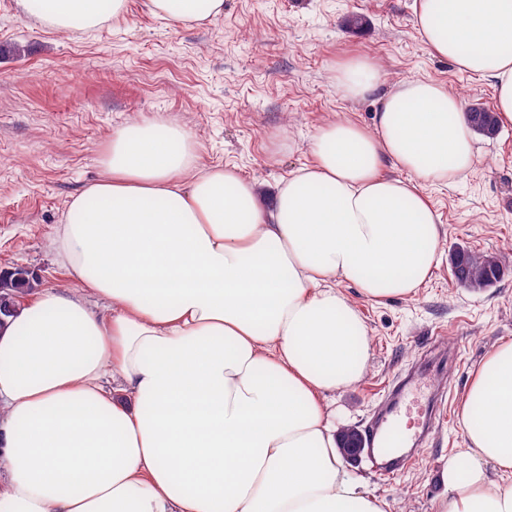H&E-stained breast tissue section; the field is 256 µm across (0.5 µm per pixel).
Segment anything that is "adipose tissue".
Here are the masks:
<instances>
[{
    "label": "adipose tissue",
    "mask_w": 512,
    "mask_h": 512,
    "mask_svg": "<svg viewBox=\"0 0 512 512\" xmlns=\"http://www.w3.org/2000/svg\"><path fill=\"white\" fill-rule=\"evenodd\" d=\"M128 0H15L68 35L125 19ZM177 25L224 0H143ZM431 51L491 80L512 124V0H418ZM378 64L336 73L376 96L372 127H319L310 165L260 195L236 167L200 169L187 127L115 130L101 177L50 238L66 287L0 323V512H386L347 470L327 393L369 368L370 335L339 288L409 297L442 252L419 186L465 175L479 151L464 103ZM407 179L386 175L387 166ZM459 419L464 452L437 472V512H512V341L484 360Z\"/></svg>",
    "instance_id": "ef3b65f1"
}]
</instances>
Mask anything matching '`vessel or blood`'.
I'll return each mask as SVG.
<instances>
[{"instance_id": "b4317fda", "label": "vessel or blood", "mask_w": 512, "mask_h": 512, "mask_svg": "<svg viewBox=\"0 0 512 512\" xmlns=\"http://www.w3.org/2000/svg\"><path fill=\"white\" fill-rule=\"evenodd\" d=\"M407 394L408 389L404 386L393 391L364 436L366 457L388 475L414 462L412 450L422 444L433 415L443 404L442 396H434L427 405L417 408L416 424L410 427L405 423L409 414L405 404Z\"/></svg>"}]
</instances>
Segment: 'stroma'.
Masks as SVG:
<instances>
[{"mask_svg": "<svg viewBox=\"0 0 512 512\" xmlns=\"http://www.w3.org/2000/svg\"><path fill=\"white\" fill-rule=\"evenodd\" d=\"M415 0H224L213 23L178 27L128 0L125 21L74 37L39 29L0 0V269L25 267L44 286L64 287L50 237L69 196L96 180L112 132L137 120L186 124L200 164L237 166L269 186L311 160L318 127L344 116L371 127L373 98L345 99L336 71L374 58L383 87L423 77L462 91L466 104H496L493 84L458 71L428 50ZM364 15L357 31L349 14ZM474 169L447 187L422 185L445 233L429 281L409 299L378 302L341 282L372 339L369 369L352 388L329 393L337 426L365 429L395 384L436 348L446 369L419 383L447 400L419 463L386 477L350 469L391 512H434L436 473L461 452L459 405L475 372L512 339V267L491 288L460 287L450 264L459 247L512 249V127L479 137Z\"/></svg>", "mask_w": 512, "mask_h": 512, "instance_id": "35a3bbf8", "label": "stroma"}]
</instances>
